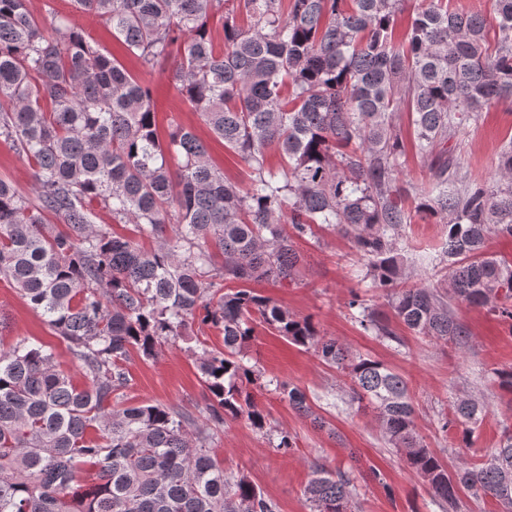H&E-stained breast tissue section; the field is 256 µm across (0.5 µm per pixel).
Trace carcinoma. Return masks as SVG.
Instances as JSON below:
<instances>
[{"label": "carcinoma", "mask_w": 512, "mask_h": 512, "mask_svg": "<svg viewBox=\"0 0 512 512\" xmlns=\"http://www.w3.org/2000/svg\"><path fill=\"white\" fill-rule=\"evenodd\" d=\"M71 2L104 21L141 71L69 18L47 24L30 0H0V144L33 168L30 194L0 178V279L66 343L85 379L74 384L34 338L0 351V512H276L244 473L224 472L210 454L226 420L266 428L251 392L260 372L244 361L257 321L339 371L350 401H368L384 438L448 512L465 491L512 512L511 433L448 472L416 430L399 373L248 287L294 282V240L331 228L351 239L370 287L408 329L464 343L454 302L512 320L503 305L512 265L483 252L488 234L512 236V138L493 181L466 176L448 148L487 106L512 103V0H496L492 24L448 0H422L404 44L392 38L400 0ZM220 9L219 47L208 22ZM176 44L169 77L240 158L244 186L212 164L192 128L173 118L166 138L158 134L147 80ZM402 110L430 161L429 190L399 186ZM410 193L423 217L445 225L446 294L400 286L395 236ZM101 212L157 248L112 235L96 223ZM360 325L397 339L373 310ZM207 329L224 348L207 346ZM177 340L201 374V421L182 406L124 404L132 353L154 359ZM279 390L314 426H328L302 389ZM482 412L462 398L444 427L460 425L468 445ZM303 496L310 512H353L341 471L313 465Z\"/></svg>", "instance_id": "obj_1"}]
</instances>
